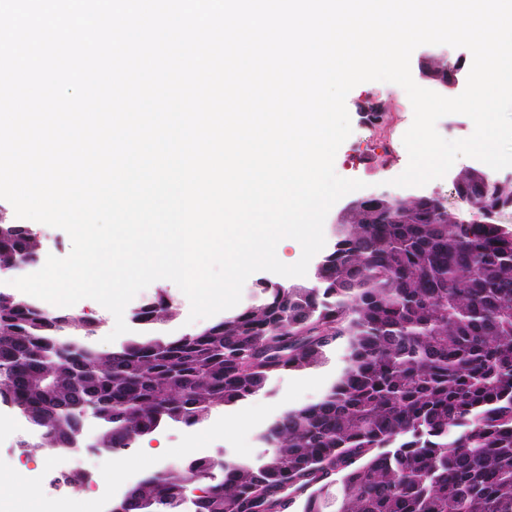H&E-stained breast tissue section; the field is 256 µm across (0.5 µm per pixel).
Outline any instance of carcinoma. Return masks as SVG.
<instances>
[{
    "instance_id": "obj_1",
    "label": "carcinoma",
    "mask_w": 512,
    "mask_h": 512,
    "mask_svg": "<svg viewBox=\"0 0 512 512\" xmlns=\"http://www.w3.org/2000/svg\"><path fill=\"white\" fill-rule=\"evenodd\" d=\"M468 223L441 197L384 192L340 212L308 284L263 283V299L206 328L143 332L109 351L79 341L97 323L0 290V401L37 447L120 453L169 422L197 425L285 372L344 366L317 401L261 433L260 466L196 459L151 474L112 512H512V183L459 171ZM43 252L0 217V277ZM164 291L131 312L155 326Z\"/></svg>"
}]
</instances>
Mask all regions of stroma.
I'll return each mask as SVG.
<instances>
[{"mask_svg": "<svg viewBox=\"0 0 512 512\" xmlns=\"http://www.w3.org/2000/svg\"><path fill=\"white\" fill-rule=\"evenodd\" d=\"M382 100L386 119L377 128L366 127L362 109L369 98ZM352 133L340 146L334 160L336 173L346 179H359L367 183L369 191L382 190L384 182H391L408 165V153L403 135L413 121V108L404 89L393 88L388 82H364L355 86L346 97ZM391 194L410 195L407 187L393 186ZM167 290L178 303L177 314L170 322L160 325L163 335H177L187 329L209 326V319L190 321V303L178 286L169 280H156L139 292L130 308H137L152 299L159 290ZM344 364L343 348L329 355L326 365L307 371L287 372L271 379L264 391L237 404L213 411L203 424L187 428L167 424L148 436L150 445H163L166 449L163 463L169 467L187 465L199 457L222 456L227 460L261 465L267 450L257 439L258 433L288 409L317 401L335 381ZM241 419L243 427L233 436L217 435L216 429L224 421ZM31 434L24 420H16L11 431L0 434V481L8 480L20 466L32 465L35 451L18 447L20 437Z\"/></svg>", "mask_w": 512, "mask_h": 512, "instance_id": "35a3bbf8", "label": "stroma"}]
</instances>
